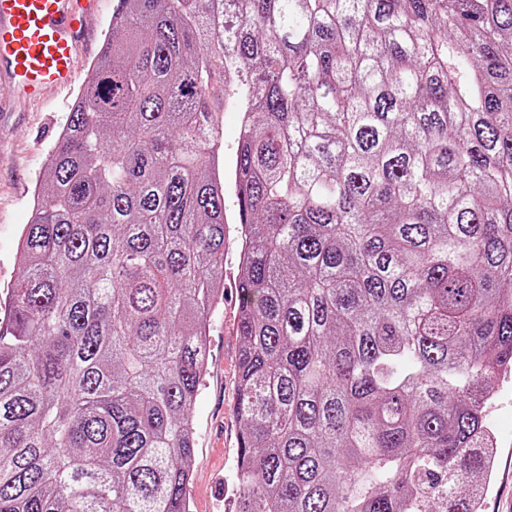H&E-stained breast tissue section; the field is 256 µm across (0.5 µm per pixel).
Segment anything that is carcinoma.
<instances>
[{
	"label": "carcinoma",
	"instance_id": "1",
	"mask_svg": "<svg viewBox=\"0 0 512 512\" xmlns=\"http://www.w3.org/2000/svg\"><path fill=\"white\" fill-rule=\"evenodd\" d=\"M0 321V512H189L245 116L239 512H479L512 371V0H119ZM239 113L237 110L224 109V167L230 172L234 166L240 131Z\"/></svg>",
	"mask_w": 512,
	"mask_h": 512
}]
</instances>
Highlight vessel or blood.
<instances>
[{
	"instance_id": "obj_1",
	"label": "vessel or blood",
	"mask_w": 512,
	"mask_h": 512,
	"mask_svg": "<svg viewBox=\"0 0 512 512\" xmlns=\"http://www.w3.org/2000/svg\"><path fill=\"white\" fill-rule=\"evenodd\" d=\"M98 0H0V112L71 88Z\"/></svg>"
}]
</instances>
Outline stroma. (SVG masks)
Instances as JSON below:
<instances>
[{"label": "stroma", "instance_id": "35a3bbf8", "mask_svg": "<svg viewBox=\"0 0 512 512\" xmlns=\"http://www.w3.org/2000/svg\"><path fill=\"white\" fill-rule=\"evenodd\" d=\"M76 91L53 92L16 113L0 131V295L12 288L22 256L21 231L31 220L32 197L44 178V160L66 122ZM228 228L224 243V298L210 314L208 368L193 418L195 448L187 488L191 512H238L233 463L241 431L234 404L240 339L236 280L240 245L238 206L232 181L224 183ZM486 422L496 436V463L483 499V512H512V372L502 374Z\"/></svg>", "mask_w": 512, "mask_h": 512}]
</instances>
